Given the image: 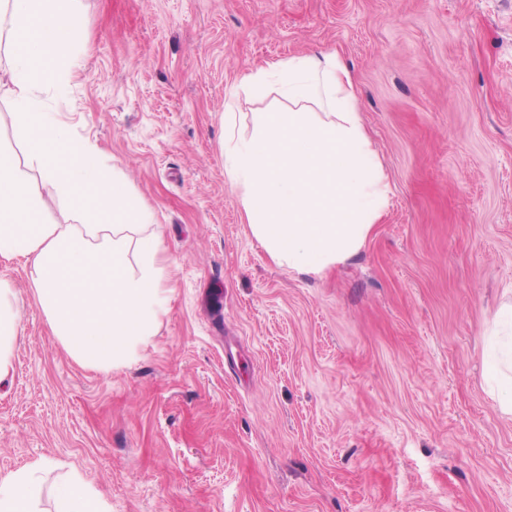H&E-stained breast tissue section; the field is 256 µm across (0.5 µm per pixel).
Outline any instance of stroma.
Returning a JSON list of instances; mask_svg holds the SVG:
<instances>
[{
    "label": "stroma",
    "instance_id": "35a3bbf8",
    "mask_svg": "<svg viewBox=\"0 0 512 512\" xmlns=\"http://www.w3.org/2000/svg\"><path fill=\"white\" fill-rule=\"evenodd\" d=\"M86 37L40 97L149 210L164 308L102 371L53 335L0 255L20 339L0 381V476L34 460L40 512L71 476L110 512H512V417L486 336L512 303V0H76ZM334 52L383 163L365 246L277 266L224 173L287 107L244 79Z\"/></svg>",
    "mask_w": 512,
    "mask_h": 512
}]
</instances>
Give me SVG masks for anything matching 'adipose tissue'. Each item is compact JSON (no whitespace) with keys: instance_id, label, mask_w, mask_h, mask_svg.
Masks as SVG:
<instances>
[{"instance_id":"obj_1","label":"adipose tissue","mask_w":512,"mask_h":512,"mask_svg":"<svg viewBox=\"0 0 512 512\" xmlns=\"http://www.w3.org/2000/svg\"><path fill=\"white\" fill-rule=\"evenodd\" d=\"M74 0H0L17 138L43 181L78 216L57 224L20 168L0 150V254L31 265L36 298L54 336L79 362L109 369L134 358L153 333L165 269L148 211L107 177L95 151L43 111L38 93L63 89L80 37ZM283 112H259L251 133L224 112V172L258 244L278 266L318 273L359 252L386 211L389 185L356 108L353 78L333 52L276 65ZM494 341L501 411L512 415V305ZM20 313L0 280V381L12 370ZM42 460L0 476V512H34Z\"/></svg>"}]
</instances>
